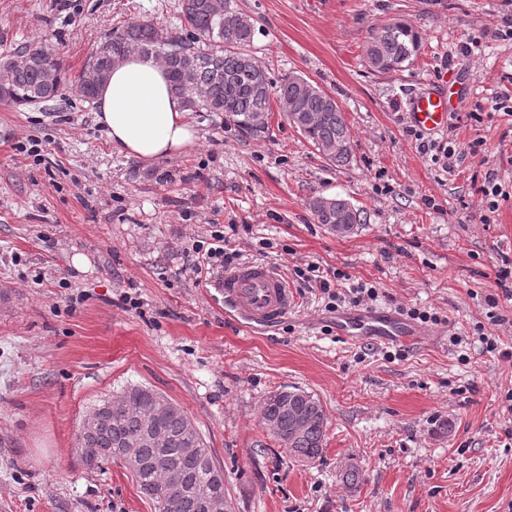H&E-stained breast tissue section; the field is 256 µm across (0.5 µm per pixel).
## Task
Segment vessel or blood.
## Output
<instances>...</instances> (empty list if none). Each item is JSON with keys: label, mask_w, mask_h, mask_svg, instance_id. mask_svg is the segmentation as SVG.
Returning a JSON list of instances; mask_svg holds the SVG:
<instances>
[{"label": "vessel or blood", "mask_w": 512, "mask_h": 512, "mask_svg": "<svg viewBox=\"0 0 512 512\" xmlns=\"http://www.w3.org/2000/svg\"><path fill=\"white\" fill-rule=\"evenodd\" d=\"M453 95V88L440 84L411 97L408 110L414 124L426 132L444 127ZM213 286L221 297L225 314L243 321L249 328L276 326L294 306L285 274L266 263H245L225 272ZM334 329L337 336L351 344L383 341L419 345L430 339L422 325L401 314L373 307L337 311Z\"/></svg>", "instance_id": "1"}]
</instances>
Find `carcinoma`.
I'll list each match as a JSON object with an SVG mask.
<instances>
[{"mask_svg":"<svg viewBox=\"0 0 512 512\" xmlns=\"http://www.w3.org/2000/svg\"><path fill=\"white\" fill-rule=\"evenodd\" d=\"M180 9L187 36H171L163 43L153 22H129L113 30L106 52L92 53L89 62L109 71L129 53L151 57L167 68L172 89L188 111L222 115L251 139L263 140L269 137L270 114L276 108L329 162L336 166L350 162V130L336 100L299 75L272 85L249 53L253 25L242 20L234 0H181ZM419 44L420 35L410 23H390L370 37L365 59L372 70L390 72L411 61ZM0 79L9 88L7 103L15 107L52 101L66 86L90 102L100 88L81 74L67 81L53 50L27 44L0 56ZM336 144L345 146V151L329 152ZM309 208L316 222L329 230L338 224L355 230L364 223L363 211L339 196H314ZM101 409L111 413L112 425L93 433L81 423L75 447L91 448L106 463L114 460L126 441L141 439L140 451L150 465L132 478L158 512H201L191 498L161 508L164 486L183 475L208 481L218 495L226 496L224 482L215 478L219 467L201 432L190 431L193 421L166 395L131 385L101 400L93 412ZM260 417L265 424L279 425L280 436L295 458L310 463L322 456L327 417L319 399L310 393L296 387L273 391L263 399ZM188 445L200 449L197 460L181 457L180 449Z\"/></svg>","mask_w":512,"mask_h":512,"instance_id":"obj_1","label":"carcinoma"}]
</instances>
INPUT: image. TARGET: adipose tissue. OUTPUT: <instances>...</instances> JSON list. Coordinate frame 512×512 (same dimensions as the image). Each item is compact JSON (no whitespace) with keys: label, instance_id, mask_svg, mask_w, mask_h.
Returning a JSON list of instances; mask_svg holds the SVG:
<instances>
[{"label":"adipose tissue","instance_id":"ef3b65f1","mask_svg":"<svg viewBox=\"0 0 512 512\" xmlns=\"http://www.w3.org/2000/svg\"><path fill=\"white\" fill-rule=\"evenodd\" d=\"M95 105V120L113 147L138 161L180 155L196 140L166 69L154 59L131 54L115 63Z\"/></svg>","mask_w":512,"mask_h":512}]
</instances>
